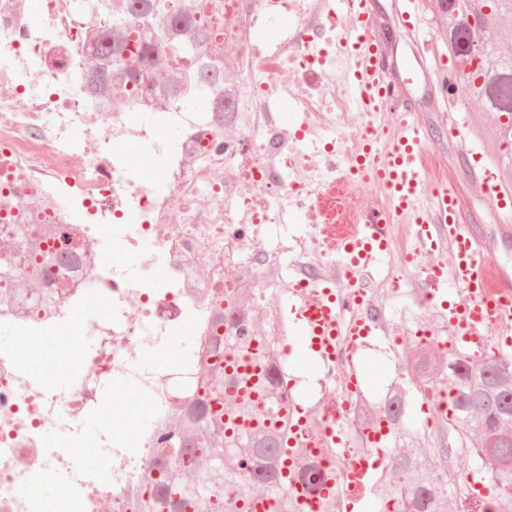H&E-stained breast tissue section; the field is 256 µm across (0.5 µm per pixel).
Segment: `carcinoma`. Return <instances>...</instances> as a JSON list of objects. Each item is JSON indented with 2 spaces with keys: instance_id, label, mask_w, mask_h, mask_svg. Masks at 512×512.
<instances>
[{
  "instance_id": "carcinoma-1",
  "label": "carcinoma",
  "mask_w": 512,
  "mask_h": 512,
  "mask_svg": "<svg viewBox=\"0 0 512 512\" xmlns=\"http://www.w3.org/2000/svg\"><path fill=\"white\" fill-rule=\"evenodd\" d=\"M432 16L441 39L448 45L450 60L467 52L472 35L484 34V57L478 71L451 67L455 84L469 88L470 99L485 112L507 118L499 126L505 151L495 155L497 163L512 165V57L499 51V42L512 37V0H432ZM112 12L109 26L97 36L95 46L104 57L127 64L125 78L138 86L145 63L155 57V45H139L129 52V24L123 10L110 0L97 8ZM199 0H134L137 18L155 24L182 19L189 37L173 43L167 27L154 29L157 42L168 45L176 57H200L207 46L209 22L198 18ZM89 85L108 93V76L103 68L88 69ZM6 233L27 238V251L20 261L29 268L28 279H12L11 287L26 292L29 280L52 265H67L73 251L41 248L42 238L59 239V228L48 225L43 237H29V227L14 224ZM210 353L224 364H215L205 386L208 393L195 399L175 421L176 436L164 438L159 465L166 473L158 482L159 501L166 512H306L301 498H320L321 512H342L345 491L336 486L320 496L324 483L315 480L318 460L306 448L290 445L296 425L286 414L268 423L254 410L255 400L274 403L278 387L273 378L277 365L272 343L258 329L243 328L238 334L214 336ZM412 387L419 393L435 375L448 379V413L442 416L433 436L419 437L408 423L417 417L414 401L405 389L390 388L387 442L397 448L390 459L391 473L375 472L358 503L377 508L387 502L400 512H512V430L502 428L512 421V355L500 349L480 358H467L455 349L446 358H434L425 348L417 350L408 365ZM465 456L479 460L474 469L478 479L488 476L489 493L467 503L454 500L461 483L458 461ZM446 466L443 480L433 479L437 463ZM238 484L237 497H224V483ZM157 501V502H159ZM157 502L147 500L141 512H156Z\"/></svg>"
}]
</instances>
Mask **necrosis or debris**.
I'll return each instance as SVG.
<instances>
[{"label": "necrosis or debris", "mask_w": 512, "mask_h": 512, "mask_svg": "<svg viewBox=\"0 0 512 512\" xmlns=\"http://www.w3.org/2000/svg\"><path fill=\"white\" fill-rule=\"evenodd\" d=\"M213 39L207 63L227 75L213 87L206 112L178 109L164 84L134 90L111 65L112 91L95 93L85 79L99 64L93 37L107 20H80L74 0H0V224L41 231L66 225L84 262L43 279L54 298L20 296L8 278L25 266L0 255V330L29 339L73 334L86 339L80 367L58 383L51 365L24 367L0 344V512H137L160 477L161 433L200 396L201 359L210 337L230 325L259 324L278 360L291 351L287 319L275 295L301 286H346L339 239L360 235L367 211L384 200L336 193L351 180L356 151L337 131L363 125L343 82L323 87L321 70L346 68L344 35L332 0H210ZM294 18L277 38L268 23ZM290 105L300 120L289 127ZM154 161L147 171L132 155ZM118 255L105 266L104 254ZM356 311L371 329L340 339L322 355V376L310 402L282 382L281 411L299 430L333 427L335 454L318 458L322 474L359 489L370 469L388 471L386 399L373 397L350 373L371 340L394 359L395 379L408 375L403 342L440 353L454 348L448 315L418 280L394 268L374 271ZM251 287L248 305L236 304ZM407 296L415 317L398 323L390 300ZM225 322L215 325L212 303ZM191 336L170 364L148 368L140 358ZM132 391L151 408L135 432L114 422L89 429L107 388ZM374 426H366V419ZM90 440L101 473L79 466L56 437Z\"/></svg>", "instance_id": "1"}]
</instances>
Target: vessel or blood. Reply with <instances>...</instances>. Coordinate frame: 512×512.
<instances>
[{"instance_id": "1", "label": "vessel or blood", "mask_w": 512, "mask_h": 512, "mask_svg": "<svg viewBox=\"0 0 512 512\" xmlns=\"http://www.w3.org/2000/svg\"><path fill=\"white\" fill-rule=\"evenodd\" d=\"M335 6L353 20L345 35L346 53L355 61L349 84L362 112L370 118L352 173L387 194L396 219L415 225L419 244L431 256L426 283L436 293L449 296L448 321L458 347L466 356H481L488 348L490 329L512 330V275L485 261L478 236L461 222L462 200L454 188L432 196L426 193L424 157L431 139L416 118L411 89L422 76L431 96L447 100L448 75L428 71L429 43L417 46L412 61L398 58L386 32L397 20L410 27L404 11H387L379 0H335ZM381 112L390 113L395 121L392 139L382 151L376 147L380 129L372 123L373 116ZM467 171L478 174L485 195L504 214H512V197L502 193L495 173L477 171L472 164ZM383 221L382 215L369 216L361 237L343 243L353 267L377 262L387 252ZM348 307V299L326 289L310 303L289 300L286 314L295 335L328 348L337 337L363 333L361 321L348 315Z\"/></svg>"}]
</instances>
